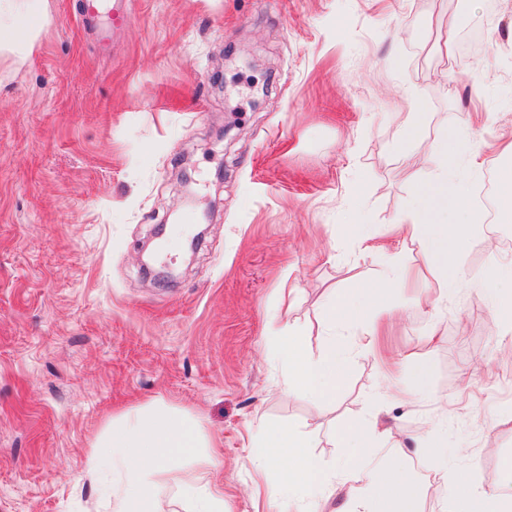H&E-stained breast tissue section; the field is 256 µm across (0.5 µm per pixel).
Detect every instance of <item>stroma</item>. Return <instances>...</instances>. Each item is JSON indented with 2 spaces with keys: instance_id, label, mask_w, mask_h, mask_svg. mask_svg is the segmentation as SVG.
I'll list each match as a JSON object with an SVG mask.
<instances>
[{
  "instance_id": "35a3bbf8",
  "label": "stroma",
  "mask_w": 512,
  "mask_h": 512,
  "mask_svg": "<svg viewBox=\"0 0 512 512\" xmlns=\"http://www.w3.org/2000/svg\"><path fill=\"white\" fill-rule=\"evenodd\" d=\"M128 3L115 27L111 10L91 25L81 0H50L34 50L0 56V512H104L90 442L155 402L213 437L224 464L207 477L230 512H276L253 493L277 480L251 461L262 423L311 426L331 470L360 455L346 425L377 417L395 445L372 453L406 468L419 512H448L457 469L487 491L507 483L512 332L481 274L512 273V216L490 223L479 195L512 164V0ZM469 20L486 50L446 57L449 23ZM446 127L481 166L465 183L466 275L443 296L393 220L435 172L427 146ZM186 212L207 225L194 253L192 228L175 227ZM159 224L165 281L140 264ZM385 252L402 255L403 287L328 336L323 304ZM294 330L314 356L371 332L334 401L281 390ZM420 435L447 450L446 470L416 452Z\"/></svg>"
}]
</instances>
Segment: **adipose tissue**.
<instances>
[{"instance_id":"1","label":"adipose tissue","mask_w":512,"mask_h":512,"mask_svg":"<svg viewBox=\"0 0 512 512\" xmlns=\"http://www.w3.org/2000/svg\"><path fill=\"white\" fill-rule=\"evenodd\" d=\"M49 19V0H0V52L25 59ZM453 130H444L434 151L439 169L416 182L413 202L396 219L399 230L410 233L419 246L439 288H447L449 274L458 272L465 241L454 230L473 212L464 184L448 176V162L462 151ZM399 256H389L378 277L329 301L322 314L328 329L347 328L367 312L385 308L390 289L400 287ZM288 365L285 391L302 390L315 399H334L350 362L345 348L328 345L311 357L297 338L281 347ZM256 468L275 470L276 484L265 486L278 512H301L298 492L325 512L336 491H343L340 512H362L365 490L377 492L387 512H416L411 476L400 467L380 469L362 460H348L338 471L325 470L309 451L306 436L289 427L263 425L254 434ZM211 440L198 420L163 403L136 413L114 416L90 448L87 476L99 489L111 512H167L166 481H173L187 512H225L222 486L204 481L201 472L216 467ZM448 498L451 512H512V481L489 493L464 472L454 475Z\"/></svg>"}]
</instances>
